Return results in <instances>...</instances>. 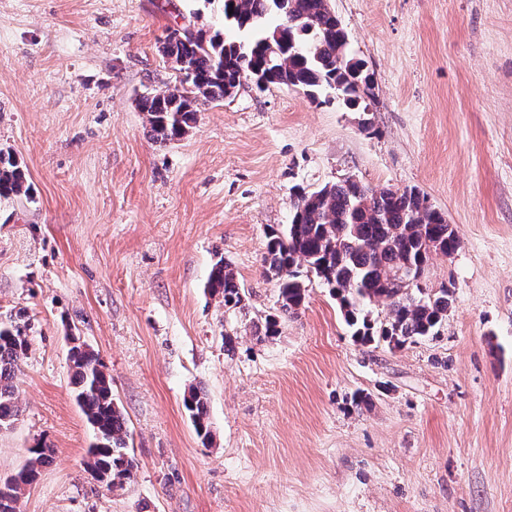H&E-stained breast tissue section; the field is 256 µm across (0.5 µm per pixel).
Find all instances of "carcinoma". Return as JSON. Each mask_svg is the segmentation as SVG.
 Segmentation results:
<instances>
[{"instance_id":"cac0c4a2","label":"carcinoma","mask_w":512,"mask_h":512,"mask_svg":"<svg viewBox=\"0 0 512 512\" xmlns=\"http://www.w3.org/2000/svg\"><path fill=\"white\" fill-rule=\"evenodd\" d=\"M224 24L247 38L228 41L217 33L209 39L190 29L172 31L162 46L171 62L188 64L187 87L142 96L150 136L159 142L185 135L196 121L199 106L235 95L245 79L267 77L268 86L302 89L312 100L334 89L338 103L365 112L371 75L348 54V36L329 0H219ZM281 23L273 26L269 19ZM30 186L18 160L0 150V200L27 197ZM425 195L414 188L378 192L351 179L308 191L297 188L294 213L285 232L266 233V273L278 280L279 314L265 319L257 336L278 334L280 318L294 315L304 304L310 273L335 293L346 323L360 342H384L401 349L440 334L453 303L451 288L431 294L400 284L407 267L424 269L432 254H454L458 230L443 213L424 207ZM208 288L226 310L242 308L245 292L224 259L212 266ZM383 304L385 322L376 327L368 307ZM32 325L25 310L0 313V431L21 415L14 379L28 358ZM75 397L98 442L87 451L84 466L98 482L114 478L117 490L131 481L126 419L112 395V379L97 354L84 343L69 349ZM202 444L211 437L204 395L193 388L184 401ZM26 466L0 480V512H18L17 504L47 464L53 448L38 441L28 449Z\"/></svg>"}]
</instances>
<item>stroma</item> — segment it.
Masks as SVG:
<instances>
[{
	"label": "stroma",
	"mask_w": 512,
	"mask_h": 512,
	"mask_svg": "<svg viewBox=\"0 0 512 512\" xmlns=\"http://www.w3.org/2000/svg\"><path fill=\"white\" fill-rule=\"evenodd\" d=\"M329 5L373 75L368 111L246 82L159 143L139 99L177 82L170 30L242 37L218 0H0V149L31 186L0 201V313L33 325L0 477L37 440L54 450L20 512H512V0ZM347 178L417 189L457 227L422 280L453 289L440 336L357 343L314 279L257 341L277 308L267 230L286 229L296 186ZM220 259L241 310L208 288ZM74 336L127 420L120 491L84 469L96 435L70 384ZM184 404L191 413L197 436L201 439L202 444L206 446L211 437V431L204 395L197 389L192 388L185 398Z\"/></svg>",
	"instance_id": "stroma-1"
}]
</instances>
